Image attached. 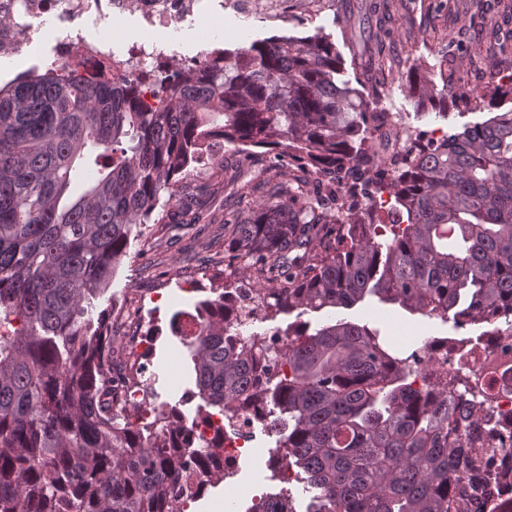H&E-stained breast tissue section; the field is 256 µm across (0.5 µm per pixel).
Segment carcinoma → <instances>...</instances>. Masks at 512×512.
<instances>
[{
    "label": "carcinoma",
    "mask_w": 512,
    "mask_h": 512,
    "mask_svg": "<svg viewBox=\"0 0 512 512\" xmlns=\"http://www.w3.org/2000/svg\"><path fill=\"white\" fill-rule=\"evenodd\" d=\"M420 106L448 109V58L400 77ZM158 106L105 73L50 70L0 88V512H165L209 458L228 475L224 437L193 442L175 406L143 423L112 414L145 364L121 369L105 294L143 225L196 224L201 196L179 175L207 141L275 145L301 175L252 214L232 210L234 259L272 288H224L196 302L184 335L198 396L233 427L251 407L280 435L269 461L303 474L307 512H485L512 467V420L490 424L494 386L512 374V339L468 378L399 357L380 331L343 319L280 333L281 349L239 327L258 315L347 309L368 296L456 328L512 317V83L498 111L437 140L379 154L383 113L346 78L322 34L215 49L185 72L153 75ZM102 177L81 195L78 160ZM175 200L172 211L161 198Z\"/></svg>",
    "instance_id": "1"
}]
</instances>
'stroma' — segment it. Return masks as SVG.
Masks as SVG:
<instances>
[{"label": "stroma", "mask_w": 512, "mask_h": 512, "mask_svg": "<svg viewBox=\"0 0 512 512\" xmlns=\"http://www.w3.org/2000/svg\"><path fill=\"white\" fill-rule=\"evenodd\" d=\"M249 15L225 11L223 17L196 24L187 34L174 37L166 54L172 55L171 71H179L180 61H194L200 52L215 48L246 49L272 36L329 35L344 59L354 60L347 73L353 86L377 91L379 104L394 113L399 124L419 132L439 127L445 132L462 130L467 123L487 117L492 110L489 90L492 74L512 73V56L488 57L487 49L494 35L512 36V0H390V16L374 13L372 0H278L277 17L265 15L266 0H252ZM33 40L19 54L0 57V87L27 72L38 74L51 69L56 45L50 36L52 19L33 22ZM395 57L401 70L429 69L444 56L456 57L460 80L454 86L455 98L448 101L447 116L418 106L406 97L398 80L383 71H370V56L377 50ZM274 148L252 149L243 156L228 144L209 151L212 162L223 163L224 176L242 182L251 178L252 168L266 167L269 185L288 180V170L269 167ZM223 198L207 205L203 223L191 224L180 231V241L169 245L153 237V225L143 229L142 240L132 243L129 255L119 267L110 291L117 305L134 306L143 293L160 289L161 299L146 312L147 323L155 333L147 361L148 373L156 374L154 405H173L185 420H193L201 399L191 374L186 347L170 330V318L177 311H193L196 302L223 288V266L201 264L206 245H213L218 257H229L232 245L224 233ZM337 318L379 329L386 342L406 336L414 341L455 336L452 322L411 314L399 307L369 298L353 308L336 312ZM176 359V369H169V359ZM276 433L255 430L257 453L240 460L233 477L215 484L225 492L230 486L259 476L264 492H287L296 512H306L311 495L303 484L283 483L273 478L266 462L276 445Z\"/></svg>", "instance_id": "35a3bbf8"}]
</instances>
